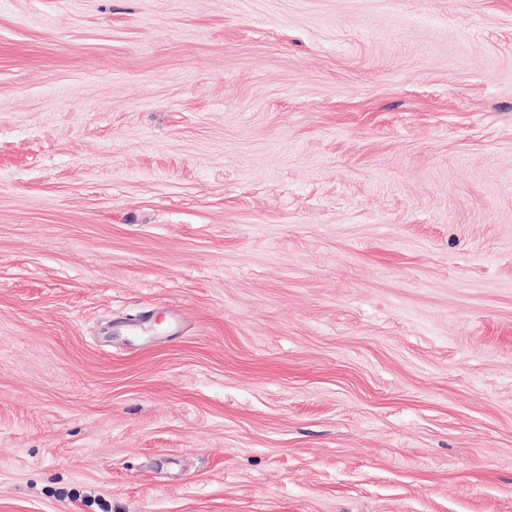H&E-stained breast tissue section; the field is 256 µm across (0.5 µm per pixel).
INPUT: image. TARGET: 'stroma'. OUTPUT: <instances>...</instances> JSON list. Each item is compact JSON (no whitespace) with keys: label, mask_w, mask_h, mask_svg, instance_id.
I'll return each instance as SVG.
<instances>
[{"label":"stroma","mask_w":512,"mask_h":512,"mask_svg":"<svg viewBox=\"0 0 512 512\" xmlns=\"http://www.w3.org/2000/svg\"><path fill=\"white\" fill-rule=\"evenodd\" d=\"M0 512H512V0H0Z\"/></svg>","instance_id":"stroma-1"}]
</instances>
